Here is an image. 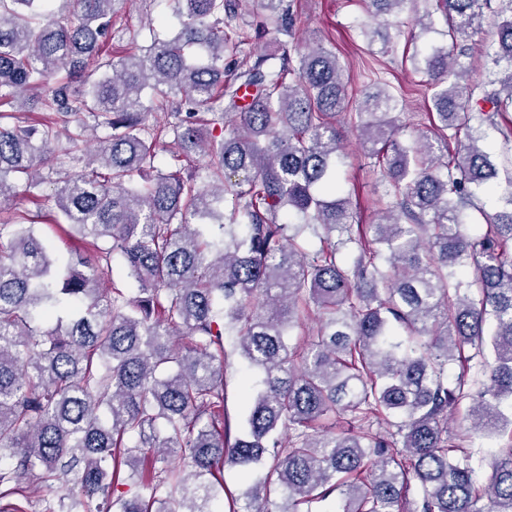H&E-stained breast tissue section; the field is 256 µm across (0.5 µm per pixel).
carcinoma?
Instances as JSON below:
<instances>
[{"mask_svg": "<svg viewBox=\"0 0 512 512\" xmlns=\"http://www.w3.org/2000/svg\"><path fill=\"white\" fill-rule=\"evenodd\" d=\"M56 2L0 0V107L43 114L0 110V512H213L223 496L228 512H320L335 494L339 512H512V194L483 234L465 227L495 175L472 122L512 106V0H437L450 42L410 57L435 140L397 139L386 87L350 113L393 199L365 226L336 180L349 98L335 53L226 59L236 0H165L175 35L127 53V0ZM363 2L386 21L407 0ZM260 3L292 32L287 0ZM488 17L497 39L467 45ZM476 58L495 78L474 99ZM170 96L193 111L149 124ZM61 155L81 169L4 215ZM41 224L83 251L56 257ZM307 232L319 248L298 243ZM115 255L136 293L102 286ZM310 315L311 339L289 345ZM231 334L260 377L242 381L235 429ZM330 413L348 428L329 431ZM458 417L502 439L483 485L449 435ZM226 464L262 472L242 505L216 477ZM235 336H225V349L228 354L226 371L227 389V413L234 425L241 418L243 412V400L240 392V380L245 373L242 359L235 350Z\"/></svg>", "mask_w": 512, "mask_h": 512, "instance_id": "carcinoma-1", "label": "carcinoma"}]
</instances>
